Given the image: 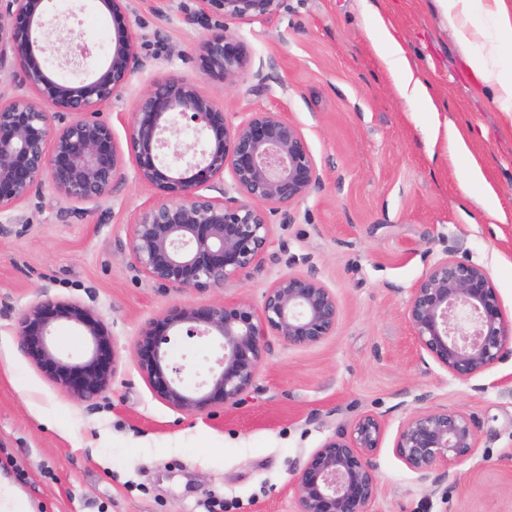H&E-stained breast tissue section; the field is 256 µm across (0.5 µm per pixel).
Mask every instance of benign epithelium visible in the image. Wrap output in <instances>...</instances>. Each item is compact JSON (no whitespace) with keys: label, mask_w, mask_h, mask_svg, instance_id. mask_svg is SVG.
Wrapping results in <instances>:
<instances>
[{"label":"benign epithelium","mask_w":512,"mask_h":512,"mask_svg":"<svg viewBox=\"0 0 512 512\" xmlns=\"http://www.w3.org/2000/svg\"><path fill=\"white\" fill-rule=\"evenodd\" d=\"M52 0H0V72L19 76V91L0 98V218L21 223L17 209L41 197L45 185L83 204L105 199L132 167L152 192L129 227L134 264L160 288L209 292L247 276L268 250V215L306 199L321 176L302 131L282 112L259 110L239 123L198 86L173 72L154 78L123 120L125 143L100 119L141 69L137 36L128 17L132 0H98L112 17L108 56L89 82L53 78L46 4ZM198 18L263 21L285 0H199ZM204 79L237 84L248 56L227 28L199 47ZM190 131L202 138L180 139ZM230 171L232 190L224 187ZM217 195L212 196L210 192ZM339 318L335 292L312 270L281 275L261 308L245 300L173 305L141 329L134 355L154 395L175 410L202 413L233 406L253 383L268 333L294 347L330 336ZM406 319L421 349L453 377L467 381L512 357L507 320L488 271L444 251L411 289ZM59 323L79 328L92 349L82 361L60 358L52 346ZM222 338L217 367L195 389L181 384L182 367L170 363L169 331ZM20 345L59 388L84 402L107 392L115 373L112 330L95 311L43 289L17 320ZM383 434L373 415L359 417L317 448L292 481L297 512H368L379 483L373 455ZM477 448L476 420L437 408L409 417L395 451L422 483L457 482L451 466Z\"/></svg>","instance_id":"1"}]
</instances>
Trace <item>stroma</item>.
Listing matches in <instances>:
<instances>
[{"mask_svg":"<svg viewBox=\"0 0 512 512\" xmlns=\"http://www.w3.org/2000/svg\"><path fill=\"white\" fill-rule=\"evenodd\" d=\"M130 21L145 66L120 101L134 111L157 75L174 72L223 105L285 113L306 137L322 183L274 213L271 243L249 276L216 292L165 291L135 268L129 222L150 198L133 176L99 205L51 189L0 232V476L34 512H296L294 473L337 430L362 415L384 426L375 454L379 492L370 512H512V359L462 381L420 349L405 311L410 292L444 247L482 265L512 320V120L473 78L432 0H287L264 21L229 29L250 64L236 86L204 81L198 46L220 18L193 19L198 0H133ZM62 40L48 51L55 76L80 80L105 59L112 18L98 0H55ZM384 19L432 86L438 109L407 104L375 38ZM86 42L82 69L64 63ZM461 133L467 151L452 148ZM477 162L484 179L470 183ZM315 269L339 303L318 344L266 338L239 405L185 414L157 399L134 347L140 329L175 303L244 299L261 306L288 272ZM82 302L112 329L116 372L91 402L61 391L21 350L16 322L40 289ZM192 388L222 349L210 338L169 348ZM448 408L474 416L478 444L456 464L455 484L417 480L396 455L402 423Z\"/></svg>","mask_w":512,"mask_h":512,"instance_id":"1","label":"stroma"}]
</instances>
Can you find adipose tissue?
I'll return each instance as SVG.
<instances>
[{
	"instance_id": "adipose-tissue-1",
	"label": "adipose tissue",
	"mask_w": 512,
	"mask_h": 512,
	"mask_svg": "<svg viewBox=\"0 0 512 512\" xmlns=\"http://www.w3.org/2000/svg\"><path fill=\"white\" fill-rule=\"evenodd\" d=\"M435 5L442 19L450 22L457 42L468 47L466 64L471 73L492 89L501 111L512 119V67L495 63L489 54L471 48L476 36L472 16L477 11L492 19L495 43L512 46V5L507 0H435ZM383 42L387 47L385 60L399 76L401 96L433 106L428 82L416 77L402 46L389 34L384 35Z\"/></svg>"
}]
</instances>
